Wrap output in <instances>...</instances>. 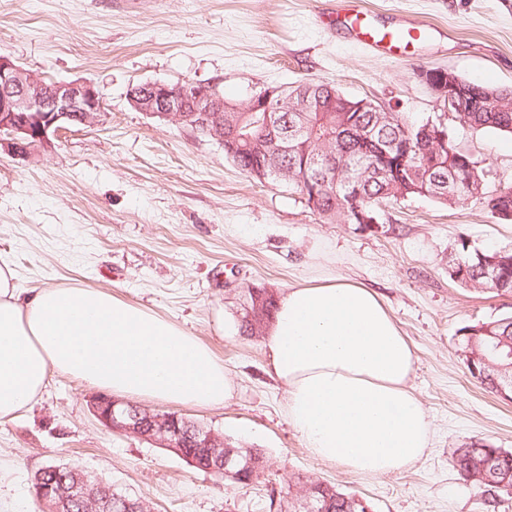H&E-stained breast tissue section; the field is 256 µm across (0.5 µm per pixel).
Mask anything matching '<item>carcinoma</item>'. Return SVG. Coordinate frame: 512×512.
Masks as SVG:
<instances>
[{
	"instance_id": "1",
	"label": "carcinoma",
	"mask_w": 512,
	"mask_h": 512,
	"mask_svg": "<svg viewBox=\"0 0 512 512\" xmlns=\"http://www.w3.org/2000/svg\"><path fill=\"white\" fill-rule=\"evenodd\" d=\"M468 93L457 99L455 114L473 129L512 134V87H487L466 82ZM308 98L316 105L328 104L332 95L341 94L335 85L324 82L303 84ZM352 112L280 111L270 113L271 128L257 124L245 112L224 113V137L238 140L235 150H224L227 157L259 183L283 184L300 194L310 213L321 223L339 220L361 230L378 231L380 224H363L356 213L362 209L375 218L379 204L424 197L449 207L475 198L473 186L484 182L479 165L467 169L474 158L460 149L453 139L447 148L436 149L434 134L445 128L432 121L412 123L399 112L360 106L362 100L345 96ZM409 149L404 165H395L393 150ZM355 178L359 191L348 192L347 182ZM487 206L505 221L512 214V183L504 185L488 199ZM498 258L496 272L487 269L488 259ZM449 276L473 288L512 293V248L480 250L464 237L456 241L448 261ZM240 329L246 336L260 337L273 318L277 300L266 288L241 291ZM490 335L512 344V315L489 322ZM473 377L491 390L512 374V362L492 358L488 364H475ZM244 458L255 460L250 473L237 483L247 486L262 466L259 452L250 453L233 442ZM454 466L465 481L483 498L487 509L498 504L499 493L512 488L500 485L493 471L512 472V452L480 442L458 449ZM309 501L315 512H364L360 498L324 482H311L301 489L297 502Z\"/></svg>"
}]
</instances>
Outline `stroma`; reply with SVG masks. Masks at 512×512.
Instances as JSON below:
<instances>
[{"instance_id":"1","label":"stroma","mask_w":512,"mask_h":512,"mask_svg":"<svg viewBox=\"0 0 512 512\" xmlns=\"http://www.w3.org/2000/svg\"><path fill=\"white\" fill-rule=\"evenodd\" d=\"M332 0H0V54L54 81L89 80L104 112L25 156L0 151V252L21 287L78 284L112 293L197 336L223 361L233 392L220 407L176 413L243 446L263 467L248 486L196 470L169 449L113 433L90 409L94 387L51 372L40 397L0 422V512H43L35 473L79 466L152 512H270L312 481L362 497L370 512H485L453 463L480 441L512 451V402L473 378L464 328L512 314V295L448 275L458 237L512 247V223L485 198L512 181V135L448 113L414 71L447 68L512 86V0H365L380 24L395 14L425 38L399 58L355 47L317 20ZM326 81L410 121L443 123L485 171L481 199L381 206L378 232L320 223L285 186L248 177L217 141L133 109L131 84L216 85L241 103L266 86ZM326 276L383 299L412 346V388L432 419L425 456L408 470L356 475L312 457L285 414L263 338L242 335L239 292L275 294Z\"/></svg>"}]
</instances>
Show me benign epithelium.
Listing matches in <instances>:
<instances>
[{"instance_id":"obj_1","label":"benign epithelium","mask_w":512,"mask_h":512,"mask_svg":"<svg viewBox=\"0 0 512 512\" xmlns=\"http://www.w3.org/2000/svg\"><path fill=\"white\" fill-rule=\"evenodd\" d=\"M420 80L443 102L444 108L456 106V98L464 93L461 78L451 70L428 69ZM178 87L166 82L139 83L128 89L130 105L153 117L175 125L189 124L219 143H224V110L261 113L260 123L269 124V112L275 104H288L294 112H307L312 102L302 91L289 96L281 88L267 86L241 104H230L210 84L196 83L193 87L195 105L187 109L177 98ZM103 101L89 81H47L46 77L11 58L0 54V149L16 155H28L35 147L50 144V137L73 125L90 127L99 121ZM94 416L115 432L137 435L152 443L168 448L184 460H193L185 449L176 447L183 436L179 422L161 413L154 415L141 407L98 395L93 399ZM184 425L196 429L195 447L210 448L219 455L220 470L239 477L245 469L234 471L239 464V452L224 446V437L205 431L198 424L186 419ZM73 480L66 490L57 489L43 482L42 472H37L34 484L40 502L47 512H69L73 502L83 503L87 512H109L112 507V485L96 480L91 483L80 470H72Z\"/></svg>"}]
</instances>
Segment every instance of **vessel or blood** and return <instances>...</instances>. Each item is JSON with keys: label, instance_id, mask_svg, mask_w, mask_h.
I'll return each instance as SVG.
<instances>
[{"label": "vessel or blood", "instance_id": "vessel-or-blood-1", "mask_svg": "<svg viewBox=\"0 0 512 512\" xmlns=\"http://www.w3.org/2000/svg\"><path fill=\"white\" fill-rule=\"evenodd\" d=\"M337 25L353 34L355 43L368 49H387L390 55H401L408 38L421 34L422 28L415 21L405 18L390 29H381L371 24L363 0H340L335 13Z\"/></svg>", "mask_w": 512, "mask_h": 512}]
</instances>
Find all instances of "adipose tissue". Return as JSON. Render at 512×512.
I'll return each instance as SVG.
<instances>
[{
  "mask_svg": "<svg viewBox=\"0 0 512 512\" xmlns=\"http://www.w3.org/2000/svg\"><path fill=\"white\" fill-rule=\"evenodd\" d=\"M265 346L313 457L377 477L424 456L431 420L409 385L414 353L375 291L342 277L289 287ZM53 371L131 400L213 407L231 392L223 363L168 319L78 285L18 287L0 254V421Z\"/></svg>",
  "mask_w": 512,
  "mask_h": 512,
  "instance_id": "ef3b65f1",
  "label": "adipose tissue"
}]
</instances>
